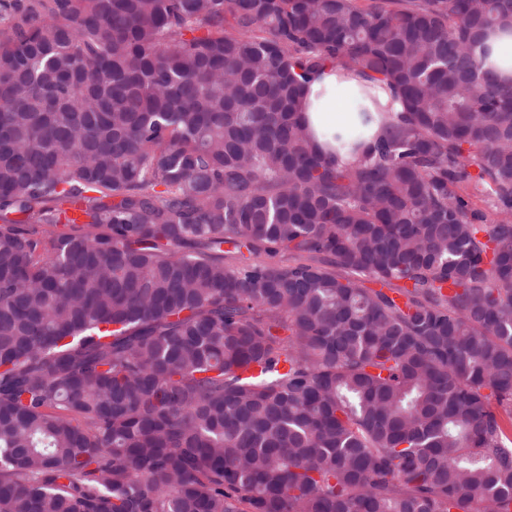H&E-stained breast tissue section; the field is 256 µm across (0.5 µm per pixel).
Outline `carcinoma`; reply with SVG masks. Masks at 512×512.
I'll return each instance as SVG.
<instances>
[{
	"instance_id": "carcinoma-1",
	"label": "carcinoma",
	"mask_w": 512,
	"mask_h": 512,
	"mask_svg": "<svg viewBox=\"0 0 512 512\" xmlns=\"http://www.w3.org/2000/svg\"><path fill=\"white\" fill-rule=\"evenodd\" d=\"M500 29L512 0H0V512H512ZM327 63L391 97L325 152ZM488 43L493 45V54L489 58L487 65L495 68L511 67L512 78V32L511 37L497 38L491 36Z\"/></svg>"
}]
</instances>
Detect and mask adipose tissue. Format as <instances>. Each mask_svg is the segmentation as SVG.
I'll list each match as a JSON object with an SVG mask.
<instances>
[{
	"label": "adipose tissue",
	"instance_id": "1",
	"mask_svg": "<svg viewBox=\"0 0 512 512\" xmlns=\"http://www.w3.org/2000/svg\"><path fill=\"white\" fill-rule=\"evenodd\" d=\"M368 81L361 74L326 64L305 90L302 112L310 131L323 137L351 126L357 114L359 91Z\"/></svg>",
	"mask_w": 512,
	"mask_h": 512
}]
</instances>
